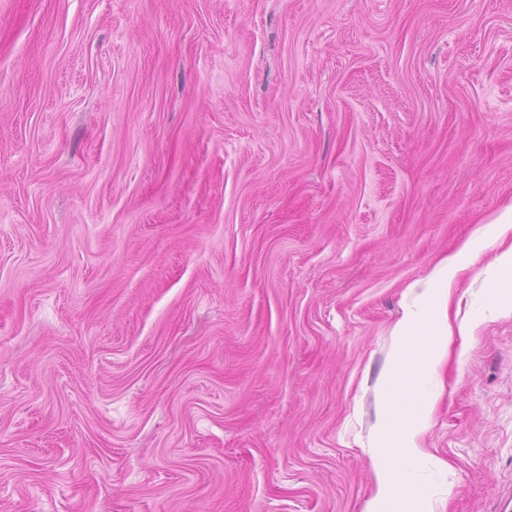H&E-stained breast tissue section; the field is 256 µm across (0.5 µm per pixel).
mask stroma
I'll use <instances>...</instances> for the list:
<instances>
[{"label": "stroma", "instance_id": "stroma-1", "mask_svg": "<svg viewBox=\"0 0 512 512\" xmlns=\"http://www.w3.org/2000/svg\"><path fill=\"white\" fill-rule=\"evenodd\" d=\"M511 197L512 0H0V512H362ZM444 381L445 512H512V310ZM485 244L493 247L495 254L475 273V279H483L486 288L511 283L512 198L477 223L467 239L440 258L424 279L410 284L403 294L402 314L391 329L397 342L394 370L381 386L383 437L371 453L375 491L363 512H411L404 507H413L421 500L428 484L435 486L429 502L433 498L447 500L452 495L451 485L434 481L448 465L424 448L423 438L445 390L441 371L450 347L459 338L457 359L461 364L467 340L473 334L477 318H452L449 308L461 277L472 272ZM408 463L422 471L425 482L405 480L403 468Z\"/></svg>", "mask_w": 512, "mask_h": 512}]
</instances>
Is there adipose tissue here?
Segmentation results:
<instances>
[{
    "instance_id": "adipose-tissue-1",
    "label": "adipose tissue",
    "mask_w": 512,
    "mask_h": 512,
    "mask_svg": "<svg viewBox=\"0 0 512 512\" xmlns=\"http://www.w3.org/2000/svg\"><path fill=\"white\" fill-rule=\"evenodd\" d=\"M487 245L495 254L483 265L479 259ZM471 271L486 287L499 291L485 304L484 316L512 306V293L499 290L512 281V199L477 223L467 239L403 294L402 314L391 329L397 342L394 369L381 386L383 437L371 454L375 491L363 512H405L422 499L425 483H434L447 469L424 447L423 438L445 390L441 371L450 348L454 342H467L476 324L475 318L449 314L461 277ZM409 463L422 471L425 483L406 481L404 467Z\"/></svg>"
}]
</instances>
